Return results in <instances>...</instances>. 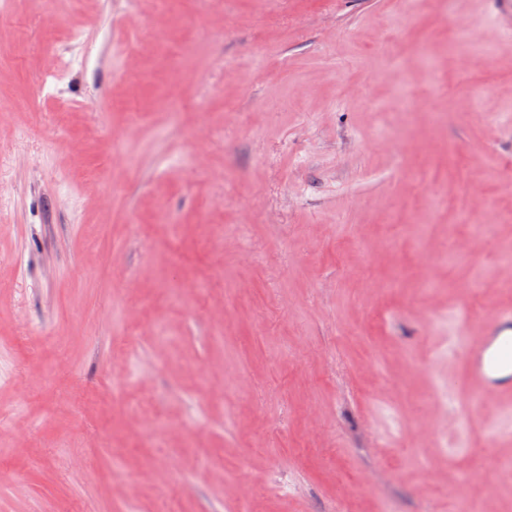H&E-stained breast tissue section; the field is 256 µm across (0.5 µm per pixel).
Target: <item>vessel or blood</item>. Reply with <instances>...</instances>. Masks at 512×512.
I'll list each match as a JSON object with an SVG mask.
<instances>
[{"mask_svg":"<svg viewBox=\"0 0 512 512\" xmlns=\"http://www.w3.org/2000/svg\"><path fill=\"white\" fill-rule=\"evenodd\" d=\"M493 321L475 323L467 312L457 316L460 358L467 386L501 397L502 412L512 414V312L493 309ZM479 332V345H468L472 332Z\"/></svg>","mask_w":512,"mask_h":512,"instance_id":"1","label":"vessel or blood"}]
</instances>
